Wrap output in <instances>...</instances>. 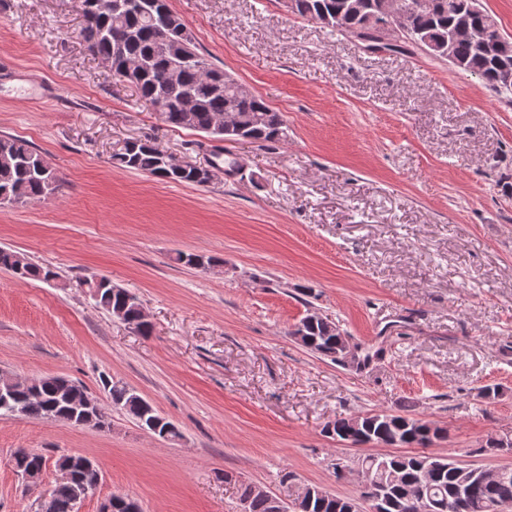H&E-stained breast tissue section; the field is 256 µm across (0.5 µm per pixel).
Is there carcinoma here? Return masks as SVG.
I'll return each mask as SVG.
<instances>
[{
    "mask_svg": "<svg viewBox=\"0 0 512 512\" xmlns=\"http://www.w3.org/2000/svg\"><path fill=\"white\" fill-rule=\"evenodd\" d=\"M94 2L92 9H82L80 37L89 54L110 65L112 75L124 80L123 65L139 69L134 83L139 100L159 112L166 124L175 128L214 135L215 120L221 113H232L236 124L224 142H272L284 135L282 114L272 109L259 96L238 92L236 83L226 79L224 69L217 67L203 54L194 52L189 58L174 62L166 46L184 37L178 28H170L166 19L171 13L168 0H81ZM384 0H290V13L316 21L345 35L364 30L374 36L373 20L382 14ZM396 25L400 34L414 45H421L430 54L449 58L457 69L478 77L497 94H512V85H505L504 76L512 74V55H502L494 39L500 34L498 24L488 12L472 14L469 0H428V5L409 8L413 0H397ZM462 24L485 38L470 37L448 41ZM177 67V84L164 80L171 67ZM0 153L9 163L0 165V196L15 203L37 201L54 193L57 178L41 154L31 144L15 137H0ZM113 167L132 170L162 178L173 183L208 185L198 174L196 163L164 154L149 139H134L112 154ZM0 268L21 279L52 281L57 273L31 261L24 253L0 248ZM95 289L96 303L110 311L126 308L130 320L147 334L151 325L140 321L136 301H127L129 291L114 288L106 278L84 280ZM298 344L322 357L336 359L339 345L337 326L314 312L305 316L287 332ZM112 405L136 423L151 420L161 428L172 422L161 416L145 398L125 384L110 379L102 381ZM83 397L86 389L64 377L47 376L36 379L32 387L16 388L0 394V414L23 416L67 423L74 412L68 396ZM327 434L345 439L355 433L357 441L416 448V453L375 454L358 458L361 468H368L372 478L387 486L394 503L387 512H448V499L463 497L464 512H501L512 504V468L494 478L483 469L463 466L447 458L433 465L426 449L445 435V430L414 414L379 411L363 416L340 417L328 424ZM15 466L24 471L47 468L49 460L42 454L18 448L12 454ZM419 484L423 496L414 504L401 502L402 486ZM240 500L248 503L249 512H271L267 500L250 484L240 486ZM71 488L54 489L39 504L37 512H71ZM354 499L333 495L319 487L299 502L300 512H350Z\"/></svg>",
    "mask_w": 512,
    "mask_h": 512,
    "instance_id": "obj_1",
    "label": "carcinoma"
}]
</instances>
